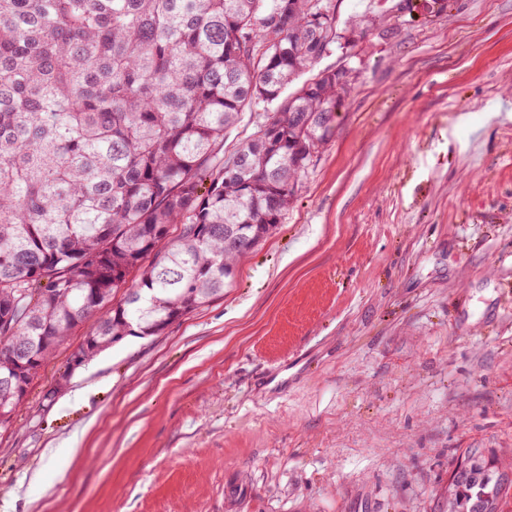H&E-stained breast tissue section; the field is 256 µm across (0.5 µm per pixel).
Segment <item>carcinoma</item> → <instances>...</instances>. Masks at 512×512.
Here are the masks:
<instances>
[{
	"instance_id": "carcinoma-1",
	"label": "carcinoma",
	"mask_w": 512,
	"mask_h": 512,
	"mask_svg": "<svg viewBox=\"0 0 512 512\" xmlns=\"http://www.w3.org/2000/svg\"><path fill=\"white\" fill-rule=\"evenodd\" d=\"M333 44H349L333 0H0V375L24 383L0 408L78 327L94 358L224 291L333 134L352 69L284 95ZM511 495L512 473L455 469L457 512ZM274 107L275 104H260L256 107L246 109L242 115L241 122L236 127L226 132L225 147L231 150L241 138L255 132L264 122L265 113L270 112Z\"/></svg>"
}]
</instances>
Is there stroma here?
<instances>
[{
    "mask_svg": "<svg viewBox=\"0 0 512 512\" xmlns=\"http://www.w3.org/2000/svg\"><path fill=\"white\" fill-rule=\"evenodd\" d=\"M354 88L223 294L0 424V512H448L512 471V0H336ZM511 490L512 473L496 465L455 469L454 507L459 512H504Z\"/></svg>",
    "mask_w": 512,
    "mask_h": 512,
    "instance_id": "obj_1",
    "label": "stroma"
}]
</instances>
